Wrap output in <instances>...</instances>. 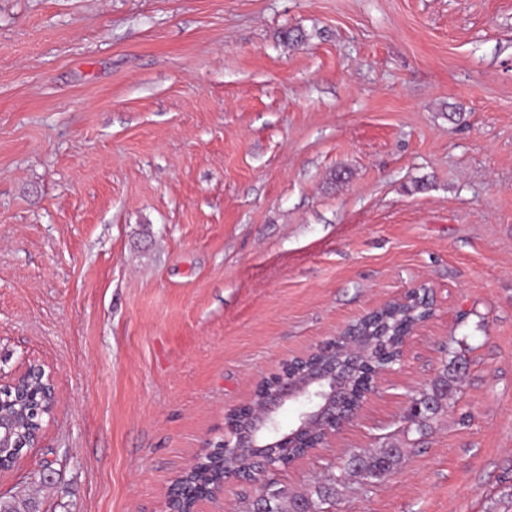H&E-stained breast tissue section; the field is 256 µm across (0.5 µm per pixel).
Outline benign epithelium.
Returning a JSON list of instances; mask_svg holds the SVG:
<instances>
[{
	"mask_svg": "<svg viewBox=\"0 0 512 512\" xmlns=\"http://www.w3.org/2000/svg\"><path fill=\"white\" fill-rule=\"evenodd\" d=\"M396 304L423 309L427 319L433 314L424 285ZM405 340L403 335L395 344H379L357 323L336 337L332 359L321 360L299 375L291 374L296 360L284 362L277 373L260 381L252 403L232 409L244 416L245 426L241 430L224 426V450L254 448L261 452L266 448H307L316 428L325 427L329 435L336 432L357 410L364 396L378 386L379 379L401 363ZM36 369L44 385L50 388L48 413L51 414L55 407V377L38 360L24 362L8 376L0 375V391L21 386ZM290 406L296 408L297 415L294 423L285 428L279 414ZM11 425L13 420L0 416V460L5 449L22 445L20 441L10 442Z\"/></svg>",
	"mask_w": 512,
	"mask_h": 512,
	"instance_id": "benign-epithelium-1",
	"label": "benign epithelium"
}]
</instances>
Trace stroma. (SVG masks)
Segmentation results:
<instances>
[{
    "label": "stroma",
    "instance_id": "35a3bbf8",
    "mask_svg": "<svg viewBox=\"0 0 512 512\" xmlns=\"http://www.w3.org/2000/svg\"><path fill=\"white\" fill-rule=\"evenodd\" d=\"M422 284L289 492L392 445L330 512H512V0H0V371L57 393L0 475L17 512H165L263 376ZM453 359V358H452ZM450 360L442 373L428 387L413 397L405 417L409 427L419 434H425L432 419L445 410L448 404V393L455 381L457 361ZM36 369L42 375L44 385L50 388V402L47 415L50 417L55 407V377L53 371L44 363L38 360H27L14 373L8 376L0 375V392L6 387H20L22 393H27L30 396L31 391L25 390L21 383L25 382L29 374ZM401 452L402 448L385 445L372 452L353 453L344 463L342 472L365 480L378 479L394 468Z\"/></svg>",
    "mask_w": 512,
    "mask_h": 512
}]
</instances>
